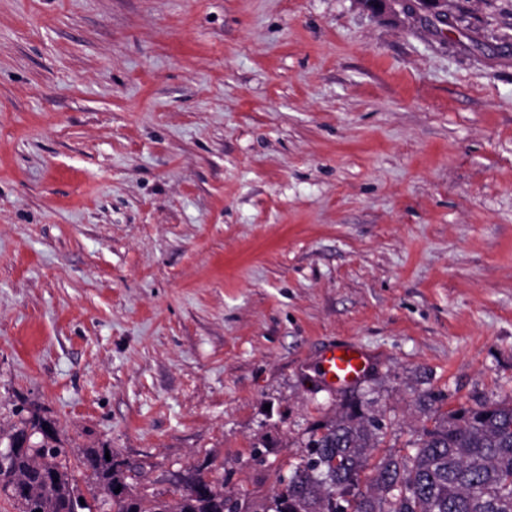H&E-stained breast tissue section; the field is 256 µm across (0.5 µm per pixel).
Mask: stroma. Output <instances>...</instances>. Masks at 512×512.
I'll use <instances>...</instances> for the list:
<instances>
[{"mask_svg": "<svg viewBox=\"0 0 512 512\" xmlns=\"http://www.w3.org/2000/svg\"><path fill=\"white\" fill-rule=\"evenodd\" d=\"M0 0V428L269 497L343 394L512 397V0ZM262 448V460L251 457ZM345 352V355H342ZM377 366V357L357 343H338L317 357L315 370L329 388L344 391L365 382Z\"/></svg>", "mask_w": 512, "mask_h": 512, "instance_id": "35a3bbf8", "label": "stroma"}]
</instances>
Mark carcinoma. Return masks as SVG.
Here are the masks:
<instances>
[{"label":"carcinoma","instance_id":"obj_1","mask_svg":"<svg viewBox=\"0 0 512 512\" xmlns=\"http://www.w3.org/2000/svg\"><path fill=\"white\" fill-rule=\"evenodd\" d=\"M435 403L417 396L427 424L408 452L377 457L383 425L349 401L310 429L263 512H512V400L446 412ZM0 444V494L17 512H257L249 495L224 493L208 461L185 470L170 499L134 494L137 473L113 452L105 458L109 446L72 460L45 417L19 419Z\"/></svg>","mask_w":512,"mask_h":512}]
</instances>
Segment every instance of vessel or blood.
<instances>
[{
  "instance_id": "obj_1",
  "label": "vessel or blood",
  "mask_w": 512,
  "mask_h": 512,
  "mask_svg": "<svg viewBox=\"0 0 512 512\" xmlns=\"http://www.w3.org/2000/svg\"><path fill=\"white\" fill-rule=\"evenodd\" d=\"M377 365L374 354L356 343H338L317 357L315 369L329 388L344 391L365 382Z\"/></svg>"
}]
</instances>
